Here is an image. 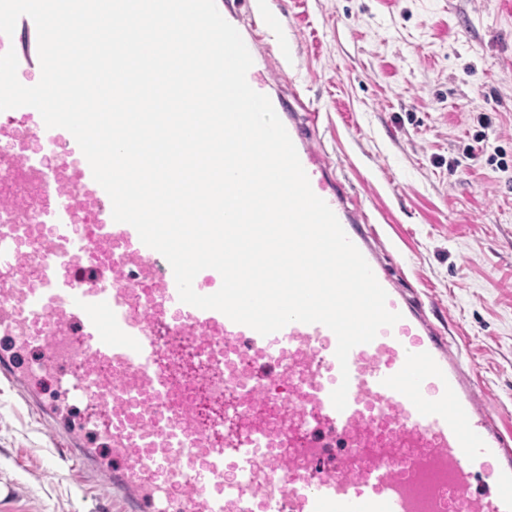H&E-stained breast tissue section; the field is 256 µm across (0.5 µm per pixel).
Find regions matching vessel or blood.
Returning a JSON list of instances; mask_svg holds the SVG:
<instances>
[{
	"mask_svg": "<svg viewBox=\"0 0 512 512\" xmlns=\"http://www.w3.org/2000/svg\"><path fill=\"white\" fill-rule=\"evenodd\" d=\"M251 11L254 54L281 20L263 0ZM10 49L39 67L30 17L0 34V54ZM273 107L400 320L342 365L323 324L264 336L181 302L165 257L114 221L73 135L23 106L0 112V132L41 128L64 165L0 153L1 175L41 187L50 229L34 255L27 226L0 225V383L113 512H512V433L491 396L445 319L381 256L375 223L312 135L319 111L302 122L293 103ZM344 378L339 411L331 393ZM43 381L77 421L43 401Z\"/></svg>",
	"mask_w": 512,
	"mask_h": 512,
	"instance_id": "b4317fda",
	"label": "vessel or blood"
}]
</instances>
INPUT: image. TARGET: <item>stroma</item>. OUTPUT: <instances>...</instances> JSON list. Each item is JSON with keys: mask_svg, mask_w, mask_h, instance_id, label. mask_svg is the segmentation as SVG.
Masks as SVG:
<instances>
[{"mask_svg": "<svg viewBox=\"0 0 512 512\" xmlns=\"http://www.w3.org/2000/svg\"><path fill=\"white\" fill-rule=\"evenodd\" d=\"M299 90L385 246L512 429V0H266ZM59 470L56 478L41 470ZM0 386V512H112Z\"/></svg>", "mask_w": 512, "mask_h": 512, "instance_id": "stroma-1", "label": "stroma"}]
</instances>
